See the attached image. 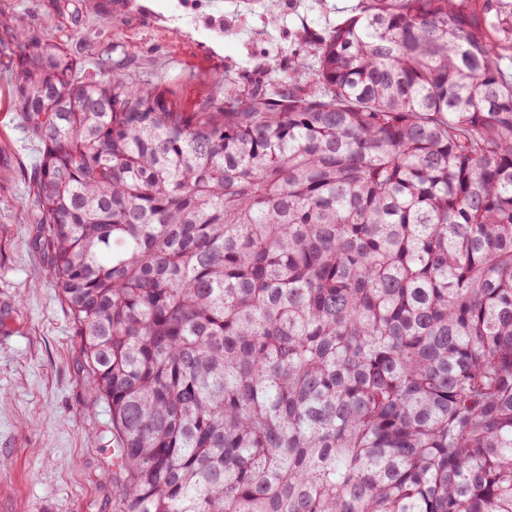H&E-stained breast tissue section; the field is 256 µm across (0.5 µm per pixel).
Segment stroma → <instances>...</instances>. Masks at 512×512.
Masks as SVG:
<instances>
[{"label": "stroma", "mask_w": 512, "mask_h": 512, "mask_svg": "<svg viewBox=\"0 0 512 512\" xmlns=\"http://www.w3.org/2000/svg\"><path fill=\"white\" fill-rule=\"evenodd\" d=\"M0 0V20L66 46L87 71L161 87L185 112L266 83L358 0ZM11 40H0V512H112L111 415L88 398L69 313L35 243L25 202L42 145L12 102Z\"/></svg>", "instance_id": "stroma-1"}]
</instances>
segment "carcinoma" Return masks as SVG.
<instances>
[{"label": "carcinoma", "mask_w": 512, "mask_h": 512, "mask_svg": "<svg viewBox=\"0 0 512 512\" xmlns=\"http://www.w3.org/2000/svg\"><path fill=\"white\" fill-rule=\"evenodd\" d=\"M28 218L115 512H512V19L360 0L183 112L12 25Z\"/></svg>", "instance_id": "carcinoma-1"}]
</instances>
